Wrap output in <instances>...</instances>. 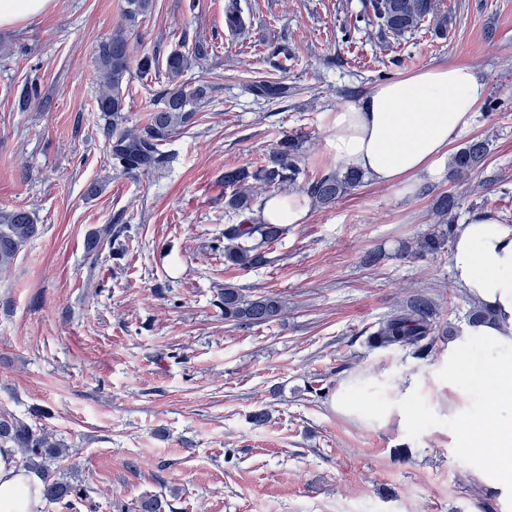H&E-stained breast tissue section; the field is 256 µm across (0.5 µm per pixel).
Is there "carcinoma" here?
Segmentation results:
<instances>
[{"instance_id":"obj_1","label":"carcinoma","mask_w":512,"mask_h":512,"mask_svg":"<svg viewBox=\"0 0 512 512\" xmlns=\"http://www.w3.org/2000/svg\"><path fill=\"white\" fill-rule=\"evenodd\" d=\"M153 0H127L124 12L126 25L113 31L112 36L102 41L97 50L100 84L97 109L112 119L106 133L112 139V165L123 171L155 172L165 168L170 158L159 146L192 119L193 112L187 109L191 102L205 97L203 86L189 89L177 83L184 71L190 68L187 55L173 51L166 58L165 71L171 88L160 92V102L150 109L145 126L139 129H124L122 112L125 108L126 92L131 75L132 54L126 26H135L138 19L152 9ZM372 21L380 30L402 39L418 31L431 17L435 30L444 32L448 27V16L437 13L436 0H370ZM224 21L227 29L242 34L248 29L246 14L240 0H227L224 5ZM252 94L267 101L288 98L290 87L279 79L257 80L251 86ZM300 141L285 136L269 153L263 165L253 171L234 169L224 172L225 205L241 217L237 224H226L221 232L224 263L239 268L263 267L270 262L266 247L278 240L287 227L282 224H267L261 218L263 201L258 199L260 189H281L296 183L300 174L298 155ZM489 154V143L485 139L468 141L454 157V176L461 177L481 166ZM363 176L354 170L331 169L307 183V195L321 206H329L358 186ZM458 208L454 193L442 194L436 202L440 217L453 218ZM125 227L109 224L102 229L101 237L89 242L94 250L100 238L112 240L117 245L112 252L119 259L124 253L119 238ZM37 233L30 213L22 209L0 212V270L10 268L28 241ZM448 238L444 233L432 231L415 241L414 253H433L445 247ZM216 307L224 315V321L235 326H254L283 317L286 303L277 294L245 296L242 289L224 285L218 293ZM435 303L425 296L410 299L403 308L378 323L370 333L368 341L380 348L398 346L410 348L417 355L429 352L435 334ZM0 443L16 448L20 463L38 468L44 475V499L67 505L81 495V487L52 465L66 456L65 445L55 440L44 429L37 428L13 414H0Z\"/></svg>"}]
</instances>
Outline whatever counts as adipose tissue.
<instances>
[{"label": "adipose tissue", "instance_id": "obj_1", "mask_svg": "<svg viewBox=\"0 0 512 512\" xmlns=\"http://www.w3.org/2000/svg\"><path fill=\"white\" fill-rule=\"evenodd\" d=\"M486 95L475 69L461 64L379 85L360 104L327 113L326 151L374 183L413 192L441 172ZM449 263L456 285L491 318L453 336L432 373L392 366L349 373L330 408L365 431L408 430L418 423L408 404L426 400L428 414L448 416V445L461 449L468 482L512 503V225L473 213L454 228ZM477 343L478 365L471 360ZM43 484L40 471L20 465L16 449L0 446V512H42Z\"/></svg>", "mask_w": 512, "mask_h": 512}]
</instances>
